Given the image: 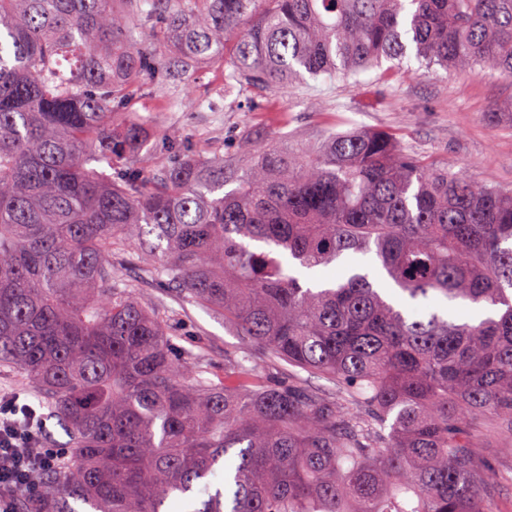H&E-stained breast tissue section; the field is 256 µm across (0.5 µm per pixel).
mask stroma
I'll use <instances>...</instances> for the list:
<instances>
[{
	"label": "stroma",
	"instance_id": "stroma-1",
	"mask_svg": "<svg viewBox=\"0 0 512 512\" xmlns=\"http://www.w3.org/2000/svg\"><path fill=\"white\" fill-rule=\"evenodd\" d=\"M382 79L387 92L379 103L355 84L327 83L305 79L294 86L267 92L229 96L219 112H205L201 104L213 89L223 86L221 69L211 67L183 86L174 111L162 107L163 93L146 88L133 110L147 120V135L190 132L198 152L227 157L242 147L256 149L287 137L296 149L322 139L328 131L357 126L364 130L393 129L405 151L467 169L478 179L503 189H512V82L486 71L446 74L444 70L396 67L383 62L367 74ZM273 104L283 117L273 123L265 104ZM498 110L490 120V110ZM138 297L150 306L163 307L171 318L180 345H202L214 374L223 375L224 356L241 345V339L225 325L221 316L176 296L175 293L142 282ZM479 459L495 464L499 501L512 512V437L496 430L481 431L477 437Z\"/></svg>",
	"mask_w": 512,
	"mask_h": 512
}]
</instances>
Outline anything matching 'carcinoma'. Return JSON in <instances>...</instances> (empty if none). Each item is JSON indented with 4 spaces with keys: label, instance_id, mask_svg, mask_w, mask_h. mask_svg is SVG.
I'll return each instance as SVG.
<instances>
[{
    "label": "carcinoma",
    "instance_id": "obj_1",
    "mask_svg": "<svg viewBox=\"0 0 512 512\" xmlns=\"http://www.w3.org/2000/svg\"><path fill=\"white\" fill-rule=\"evenodd\" d=\"M413 59L511 81L512 0H0V366L71 448L18 512H498L475 438L512 436V192L390 132L205 163L131 109L207 64L223 100ZM136 274L241 336L224 378Z\"/></svg>",
    "mask_w": 512,
    "mask_h": 512
}]
</instances>
